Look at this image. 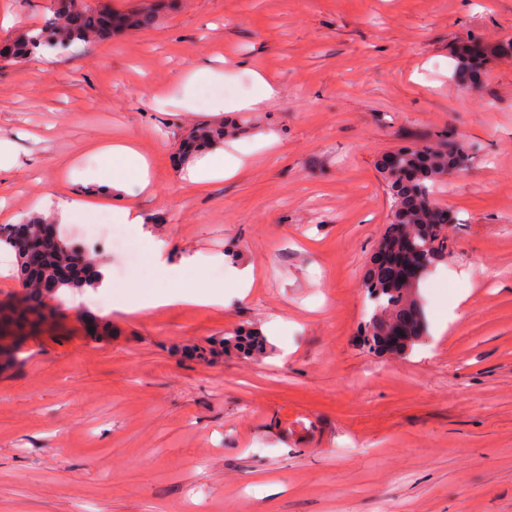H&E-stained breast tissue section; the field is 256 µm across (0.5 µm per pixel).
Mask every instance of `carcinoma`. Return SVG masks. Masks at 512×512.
I'll return each instance as SVG.
<instances>
[{
  "label": "carcinoma",
  "instance_id": "carcinoma-1",
  "mask_svg": "<svg viewBox=\"0 0 512 512\" xmlns=\"http://www.w3.org/2000/svg\"><path fill=\"white\" fill-rule=\"evenodd\" d=\"M155 10L117 12L107 6L91 8L81 0H54L52 16L45 23L28 30L18 38L0 45V59L8 64L27 58L38 51H64L76 42L94 43L112 37L117 30L145 29L153 25ZM512 53V41L487 44L470 36L455 50L457 81L475 87L474 63L490 57ZM238 131L237 124L204 125L194 129L183 142V161L193 157L203 145L224 142V138ZM472 160L470 147L450 138L426 141L416 147L398 150L397 163L388 170L377 164L380 177L391 200L390 223L405 228H423L413 238V247L406 248V237L391 235L388 244L394 250L393 258L385 267L368 269L365 288L368 294H378L374 311L379 316L367 322L371 347L383 352L406 353L420 341L425 331L424 315L417 297L419 281L411 280L422 254L430 256L434 264L451 254V240L445 227L457 217L441 207L436 196L448 180V173L467 169ZM46 219L30 216L22 222L26 234L16 233V225L0 224V245L15 257L16 276L24 292V299L0 306V337L6 330L19 333L34 332L41 323L53 317L54 310L45 301L36 300L51 292L60 297L83 288H96L102 278V264L97 255L76 244L59 232L43 236ZM36 249L40 262L28 264L26 257ZM225 355L242 358L262 357L267 353L265 339L257 332L229 333L217 342Z\"/></svg>",
  "mask_w": 512,
  "mask_h": 512
}]
</instances>
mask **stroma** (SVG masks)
<instances>
[{"mask_svg":"<svg viewBox=\"0 0 512 512\" xmlns=\"http://www.w3.org/2000/svg\"><path fill=\"white\" fill-rule=\"evenodd\" d=\"M53 0H0V42L51 16ZM512 38V0H178L147 30L0 66V224L111 211L94 145L134 139L152 193L125 204L134 245L173 278L118 277L65 294L56 325L0 365V512H512V55L480 91L452 49ZM254 74L280 90L252 111L179 107L190 70ZM236 122L229 179L184 181L180 141ZM448 131L475 146L442 185L453 253L421 280L426 335L377 355L362 330L364 273L389 222L375 163ZM273 145H264L266 136ZM254 270L239 299L234 270ZM224 288L220 305L127 312L152 286ZM465 302H458L459 293ZM111 324L112 338L86 323ZM256 331L267 357L184 356Z\"/></svg>","mask_w":512,"mask_h":512,"instance_id":"1","label":"stroma"}]
</instances>
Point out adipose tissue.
<instances>
[{
  "label": "adipose tissue",
  "mask_w": 512,
  "mask_h": 512,
  "mask_svg": "<svg viewBox=\"0 0 512 512\" xmlns=\"http://www.w3.org/2000/svg\"><path fill=\"white\" fill-rule=\"evenodd\" d=\"M96 154L112 158L111 172L97 174L100 185L111 189L113 195L127 192L129 185H137L140 190L151 186L149 164L135 148L133 140L123 139L110 144L97 146Z\"/></svg>",
  "instance_id": "1"
}]
</instances>
